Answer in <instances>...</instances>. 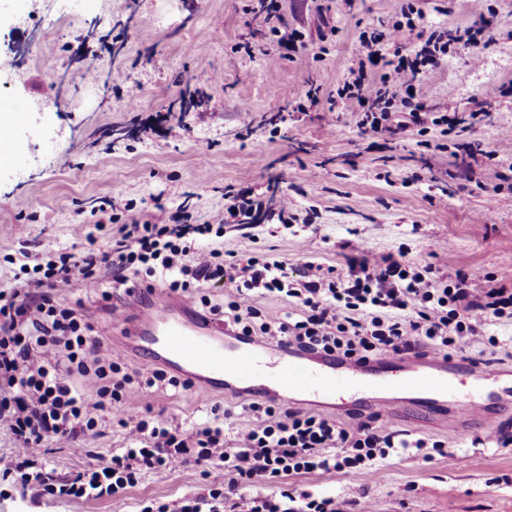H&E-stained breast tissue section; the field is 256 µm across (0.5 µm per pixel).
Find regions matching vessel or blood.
<instances>
[{
    "instance_id": "obj_1",
    "label": "vessel or blood",
    "mask_w": 512,
    "mask_h": 512,
    "mask_svg": "<svg viewBox=\"0 0 512 512\" xmlns=\"http://www.w3.org/2000/svg\"><path fill=\"white\" fill-rule=\"evenodd\" d=\"M23 147L0 132V166L19 161ZM131 342L152 341L153 353L184 371L194 383L223 387L230 394H252L282 403L296 398L331 401L339 412L367 410L391 418L403 411L404 396L419 409L437 414L456 397L451 361L438 353L423 358L382 357L368 365L301 355L277 346H260L226 336L223 322L186 317L166 294L144 302L131 296L113 314ZM470 371L485 389L464 398L468 420H484L499 367L474 363Z\"/></svg>"
}]
</instances>
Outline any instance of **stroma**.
Listing matches in <instances>:
<instances>
[{"label": "stroma", "instance_id": "stroma-1", "mask_svg": "<svg viewBox=\"0 0 512 512\" xmlns=\"http://www.w3.org/2000/svg\"><path fill=\"white\" fill-rule=\"evenodd\" d=\"M426 28L455 33L475 20L473 0H415ZM256 0H91L88 10L62 19L56 0H0V53L13 57L15 70L0 73V99L11 101L22 119L14 137L24 156L0 167V290L13 283L15 267L6 255L19 247L79 251L86 232L106 241L114 230L76 223L78 209H90L106 194L152 212L155 201L189 200L196 223L224 207V189L247 182L271 211L265 223L224 228V250L254 252L287 260L293 272L307 263L345 268L344 244L363 239L376 254L405 249L406 258L433 265L487 271L512 287V190L495 202L455 180H433L448 168L446 158H428L414 141L391 139L370 147L368 139L341 112L306 97L303 74L314 81L347 73L358 37L378 26L387 0H324L319 15L301 0H282L281 12L306 35L311 53L301 63L277 52L247 56L236 44L256 40L249 12ZM492 39L479 63L457 49L438 68L426 72L418 89L428 102L468 117L477 108L487 116L462 139L481 148L497 146L512 129V96L486 99L492 87L512 85V0H488ZM336 33L320 40L323 24ZM111 68L140 85V108L128 111L120 90L104 96L84 78L88 67ZM220 73L222 84L203 86ZM173 127L172 135L138 134L155 113ZM289 192L296 216L293 231L275 230L277 199ZM29 203L18 211L16 198ZM69 302H83L105 345L123 350L132 368L149 371L162 359L139 352L112 324L109 304L76 289ZM502 345L488 349L468 344L464 355L507 368L512 388V323L490 326ZM138 409L163 412L177 422L212 419L215 406L237 413L245 429L254 419L240 399L189 389H147ZM390 427L448 439L449 460H425L413 448L385 460L382 477L368 472L317 471L290 477L295 492L333 493L360 502V512H512V446L475 444V437L512 435V409L493 411L490 420L459 422L449 434L442 421L424 422L418 409L390 420ZM126 434L104 419L86 437L64 448H50L47 460L57 474L80 471L90 455L108 456L126 447ZM192 466L146 474L119 498L56 501L32 487L0 496V512H138L145 499L178 504L201 492Z\"/></svg>", "mask_w": 512, "mask_h": 512}]
</instances>
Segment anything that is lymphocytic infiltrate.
Segmentation results:
<instances>
[{"label": "lymphocytic infiltrate", "mask_w": 512, "mask_h": 512, "mask_svg": "<svg viewBox=\"0 0 512 512\" xmlns=\"http://www.w3.org/2000/svg\"><path fill=\"white\" fill-rule=\"evenodd\" d=\"M475 2V21L454 36L424 30L413 0L389 9L378 28L361 32L356 65L332 83L329 107L344 105L349 123L365 135H415L425 151L447 152L462 132L460 122L425 102L417 80L447 59L455 44L479 59L488 44L486 11L485 0ZM258 3L263 39L245 43L246 53L272 50L291 61L305 58L308 44L282 17L279 0ZM374 69L379 77L373 81L368 73ZM464 150L471 157L481 153L469 144ZM504 152L512 153V133L501 148L481 153L487 160L481 173L464 169L462 180L496 198L512 182L498 165ZM261 210L250 190L232 186L224 191L223 210L202 224L193 223L186 202L175 208L156 204L148 215L129 203L116 207L106 195L90 210L95 221L117 226L106 248L97 247L89 233L80 252L48 251L20 265L13 286L0 291V427L16 444L0 481L33 485L58 499L113 498L135 487L144 473L191 465L205 482L202 493L174 510L145 501L140 512H238L237 492L257 484L276 485L277 491L250 498L247 512H356L351 499L294 494L287 479L317 470L375 474L400 448L445 455L447 441L392 430L372 413L356 412L340 422L249 399L243 409L254 423L236 429L230 442L225 432L235 429L232 410L205 423L174 424L133 407L143 389H186L190 383L162 369L132 370L123 353L103 348L82 306L64 301L73 287L108 300L117 288L159 286L221 318L227 335L363 365L384 356L448 355L464 339L498 347L488 329L512 317V289L494 285L492 274L458 269L446 276L408 261L402 252L370 253L360 239L345 245L346 270L311 262L297 277L289 275L284 260L225 255V224ZM213 288L224 289L223 303L212 301ZM266 295L291 299L295 312L278 316L262 310L258 300ZM86 376L96 381L89 394L77 384ZM106 415L125 429L127 448L69 478L48 468L47 442L75 443Z\"/></svg>", "instance_id": "f902f5d3"}]
</instances>
